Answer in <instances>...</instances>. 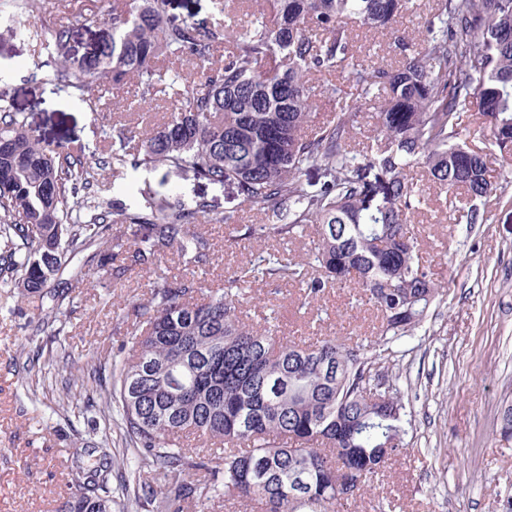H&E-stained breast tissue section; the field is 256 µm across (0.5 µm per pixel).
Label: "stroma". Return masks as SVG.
Masks as SVG:
<instances>
[{
  "label": "stroma",
  "instance_id": "stroma-1",
  "mask_svg": "<svg viewBox=\"0 0 512 512\" xmlns=\"http://www.w3.org/2000/svg\"><path fill=\"white\" fill-rule=\"evenodd\" d=\"M54 67L51 53L22 22L0 20V94L23 113L31 134L111 155V139L93 135L85 105L52 80ZM136 91L129 83L107 94L113 112L141 129L164 123L165 101L128 111ZM462 128L467 148L485 158L494 181L505 182V200L489 207L485 223L459 224L443 204L444 190L423 184L426 202L412 223L425 235L422 253L432 279L447 282L448 290L421 327L394 343L393 353L370 350L410 411L413 428L391 474L347 512H373L381 496L393 498L397 512H504L512 500V438L499 434L501 411L512 402V166L499 156L478 113H464ZM101 182L103 199L132 209L150 192L189 204L205 199L218 215L234 210L241 231L264 221L228 189L189 170L130 169L116 179L107 169ZM208 231L215 251L202 277L210 288L223 287L266 249L253 238L230 241L221 224ZM153 280L136 270L118 281L84 282L61 308V336L49 335L45 326L51 299L0 288V512H57L83 467L102 461L113 487L131 479L155 484L152 467L137 459L119 408L101 401L93 380L100 359L125 356L123 305L146 294ZM252 294L246 323L276 314L282 336L357 340L372 328L371 306L350 304L345 288L332 289L305 311L289 284L264 281ZM64 349L79 354L78 363L47 371L31 362L34 354ZM106 434L112 451L105 461L99 445Z\"/></svg>",
  "mask_w": 512,
  "mask_h": 512
}]
</instances>
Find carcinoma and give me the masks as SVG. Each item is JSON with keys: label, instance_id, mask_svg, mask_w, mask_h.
I'll use <instances>...</instances> for the list:
<instances>
[{"label": "carcinoma", "instance_id": "1", "mask_svg": "<svg viewBox=\"0 0 512 512\" xmlns=\"http://www.w3.org/2000/svg\"><path fill=\"white\" fill-rule=\"evenodd\" d=\"M235 2L216 0L224 22L212 23L170 17V0H114L33 34L58 58L55 78L95 114L107 86L134 83L139 104L170 100L167 120L145 136L112 122L119 147L100 165L114 174L190 168L272 220L246 227L249 237L290 241L314 230L313 261L274 249L224 287H205L196 270L210 265L214 244L198 218L232 224L233 212L214 217L203 199L154 196L137 209H104L82 152L34 137L1 97L0 282L42 299L47 281L99 240L110 242V258L93 272L99 280L154 272L164 256H177L183 274L127 300L128 355L97 378L160 469L161 486L147 487L144 504L172 512L197 493L235 512H338L384 476L411 424L397 393L368 376L366 345L410 335L440 291L410 222L424 201L410 171L425 168L448 194L467 191L472 204L458 211L459 223H484L490 203L502 199L485 159L462 140V115L478 113L512 159V0H437L419 43L398 28L410 0H266L241 30ZM351 19L389 36L401 64L360 61ZM87 21L110 36L75 59L71 31ZM168 60L199 77L187 80ZM314 73L352 82L363 99L382 94L366 150L351 147L360 112L346 101L306 134ZM114 225L123 233L112 235ZM84 278L75 270L53 298L65 299ZM267 280L297 287L305 309L335 286H354L376 310L375 340L288 339L269 320L246 324L248 290ZM198 438L213 451L199 456ZM200 469L201 486L189 481ZM115 503L108 474L93 466L59 512H112Z\"/></svg>", "mask_w": 512, "mask_h": 512}]
</instances>
